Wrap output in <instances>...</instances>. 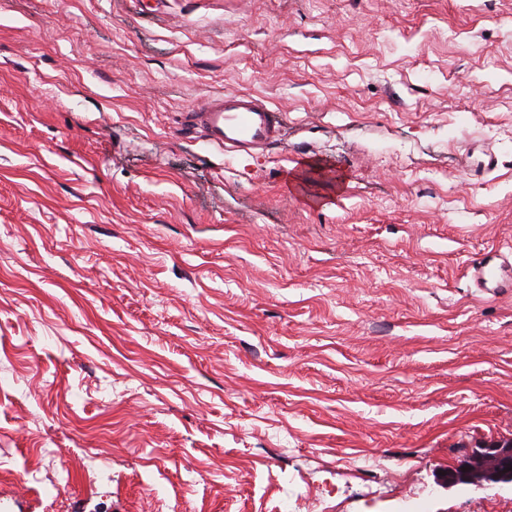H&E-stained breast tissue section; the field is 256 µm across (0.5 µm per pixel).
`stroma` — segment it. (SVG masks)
Returning a JSON list of instances; mask_svg holds the SVG:
<instances>
[{
    "instance_id": "1",
    "label": "stroma",
    "mask_w": 512,
    "mask_h": 512,
    "mask_svg": "<svg viewBox=\"0 0 512 512\" xmlns=\"http://www.w3.org/2000/svg\"><path fill=\"white\" fill-rule=\"evenodd\" d=\"M507 243L512 0H0V512H512ZM187 115L212 144L248 155L263 153L281 135L280 111L250 94L227 93ZM507 248L508 254L497 248L470 257L466 265L477 288L493 296L512 291V247ZM487 455L477 456L471 466L470 476L472 481L466 479V472L469 469V460H465L457 468L448 469V474L444 476L443 482L448 488L457 484H470L482 487L485 484H511L512 486V470L507 471V467L512 466V448L510 445L498 448H487ZM493 461L491 470V478L479 481L490 471L489 467Z\"/></svg>"
}]
</instances>
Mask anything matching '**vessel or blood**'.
Instances as JSON below:
<instances>
[{"label": "vessel or blood", "instance_id": "b4317fda", "mask_svg": "<svg viewBox=\"0 0 512 512\" xmlns=\"http://www.w3.org/2000/svg\"><path fill=\"white\" fill-rule=\"evenodd\" d=\"M192 125L221 148L258 155L277 142L282 115L264 99L245 93H227L189 112ZM467 269L480 290L497 295L512 291V251L491 249L470 257Z\"/></svg>", "mask_w": 512, "mask_h": 512}]
</instances>
